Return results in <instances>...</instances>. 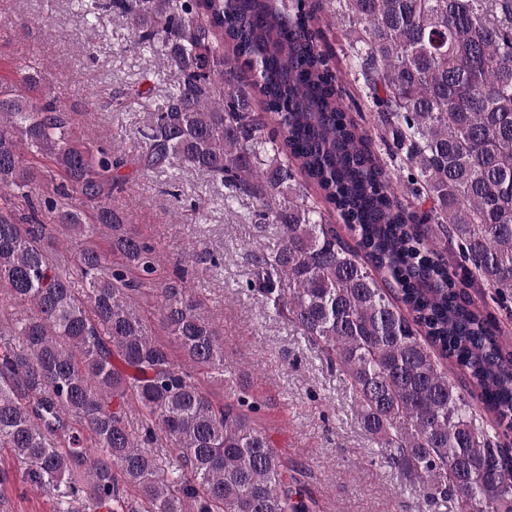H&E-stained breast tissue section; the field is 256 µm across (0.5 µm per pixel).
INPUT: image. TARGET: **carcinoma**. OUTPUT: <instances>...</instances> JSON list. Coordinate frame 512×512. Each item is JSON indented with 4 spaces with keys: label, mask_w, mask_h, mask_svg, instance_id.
I'll return each mask as SVG.
<instances>
[{
    "label": "carcinoma",
    "mask_w": 512,
    "mask_h": 512,
    "mask_svg": "<svg viewBox=\"0 0 512 512\" xmlns=\"http://www.w3.org/2000/svg\"><path fill=\"white\" fill-rule=\"evenodd\" d=\"M90 2L177 73L142 169L178 157L254 200V224L276 225L280 244L248 287L336 365L385 462L460 512H512V453L495 444L512 431V0H333L339 55L311 0ZM344 68L368 125L344 100ZM15 76L0 78V191L37 189L25 147L91 207L44 198L76 246L67 263L36 209H0V448L21 481L61 490L59 512H311L256 423L261 404L225 379L202 300L181 273L154 287L155 248L112 208L124 162L74 136L32 63ZM148 291L189 369L137 310ZM163 441L172 479L151 451Z\"/></svg>",
    "instance_id": "cac0c4a2"
}]
</instances>
